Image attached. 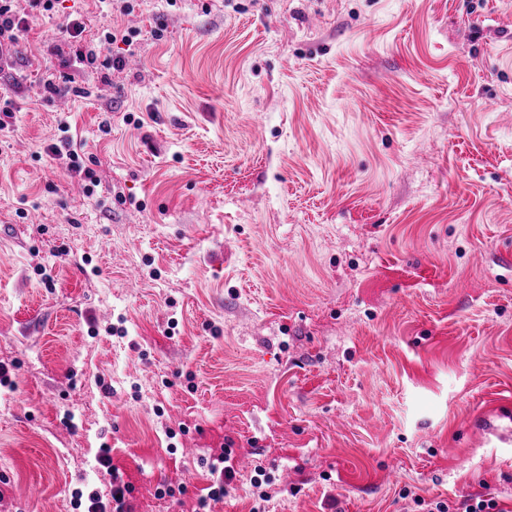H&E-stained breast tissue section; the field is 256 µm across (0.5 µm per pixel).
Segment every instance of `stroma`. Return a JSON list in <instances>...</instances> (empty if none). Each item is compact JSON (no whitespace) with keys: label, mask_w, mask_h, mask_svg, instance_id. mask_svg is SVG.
<instances>
[{"label":"stroma","mask_w":512,"mask_h":512,"mask_svg":"<svg viewBox=\"0 0 512 512\" xmlns=\"http://www.w3.org/2000/svg\"><path fill=\"white\" fill-rule=\"evenodd\" d=\"M1 97L0 512H512V0H58ZM84 30L85 22L81 15L69 16L66 23L63 25L65 39H69V42H71L73 50L72 66L74 67H77V64H82L85 60H88L89 57L91 58V56H93L92 51L85 52L82 45H80V42L77 40ZM84 144L81 141L74 140L73 137H67L59 141V144L52 146V151L58 156H64L69 160L68 170L83 179L89 180L90 184H84L85 193L92 196L94 188L98 185L94 179L93 170L86 165L85 154L82 153ZM82 153V154H80ZM228 448H224V455L221 453L216 459L217 463L212 464V472L213 474H217V478L214 481V484L210 487V491L208 493L209 498L217 499L221 498L228 493L227 490V482H229L233 478V469L231 466L224 465L221 467V464H225L229 461L231 455V443L227 444ZM132 487L128 483H112L109 498L103 502L102 496L89 495L90 505L87 512H128L126 508V494L131 492Z\"/></svg>","instance_id":"obj_1"}]
</instances>
